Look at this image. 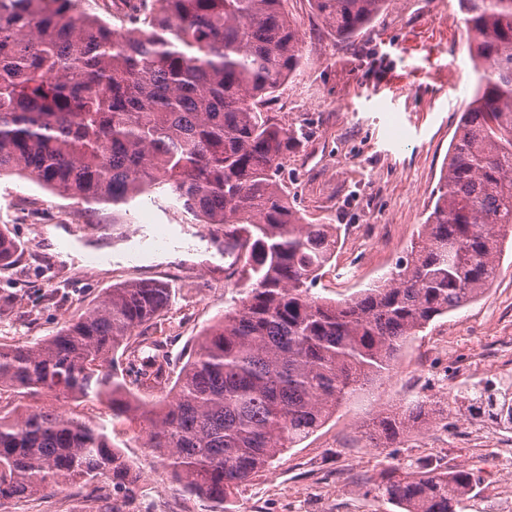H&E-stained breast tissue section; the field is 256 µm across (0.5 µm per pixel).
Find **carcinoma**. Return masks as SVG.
I'll use <instances>...</instances> for the list:
<instances>
[{"mask_svg": "<svg viewBox=\"0 0 512 512\" xmlns=\"http://www.w3.org/2000/svg\"><path fill=\"white\" fill-rule=\"evenodd\" d=\"M390 0H310L342 39ZM288 0H139L126 18L89 0H0V175L62 198L128 205L173 199L238 248L245 296L199 336L170 380L144 330L171 289L112 286L99 303L33 345L0 342V389L60 403L107 401L213 512L273 460L314 434L345 397L382 379L414 336L478 299L512 240V0H460L475 84L461 112L418 241L382 283L343 300L314 292L338 242L304 223L280 171L300 142L265 111L303 60ZM18 244L0 226V271ZM142 360L119 377L118 351ZM173 383L174 399H137ZM469 408L512 426V398L475 389ZM415 400L377 417L390 439L425 415ZM95 479L128 499L138 476L107 427L54 406L0 405V502L36 499ZM474 474L423 464L374 490L403 512H457Z\"/></svg>", "mask_w": 512, "mask_h": 512, "instance_id": "1", "label": "carcinoma"}]
</instances>
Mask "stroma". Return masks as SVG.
Returning a JSON list of instances; mask_svg holds the SVG:
<instances>
[{"instance_id": "35a3bbf8", "label": "stroma", "mask_w": 512, "mask_h": 512, "mask_svg": "<svg viewBox=\"0 0 512 512\" xmlns=\"http://www.w3.org/2000/svg\"><path fill=\"white\" fill-rule=\"evenodd\" d=\"M304 37L303 63L283 85L272 111L307 137L289 152L282 178L292 203L313 224L338 228V245L316 290L341 300L382 281L426 218L448 147L469 93L453 91L472 73L459 0H391L356 39H338L308 0H289ZM0 225L19 245L0 272V341L32 344L122 282H162L173 290L163 317L162 350L171 359L242 296L226 271L224 233L193 220L170 199L137 198L128 213L88 208L41 189L24 176H0ZM164 234L169 244L150 241ZM512 385V248L477 301L435 318L403 350L389 377L337 407L312 436L279 455L239 490L229 512H400L371 486L391 468L426 458L472 471L479 491L460 512H512L505 497L512 466L496 456L499 427L472 419L461 396L473 385ZM427 401L430 418L384 447L366 426L380 413ZM67 409L108 426L139 471L159 476L156 512H211L206 500L180 493L158 459L113 421L107 402ZM101 483L81 494L51 489L37 500L8 501L0 512H82Z\"/></svg>"}]
</instances>
